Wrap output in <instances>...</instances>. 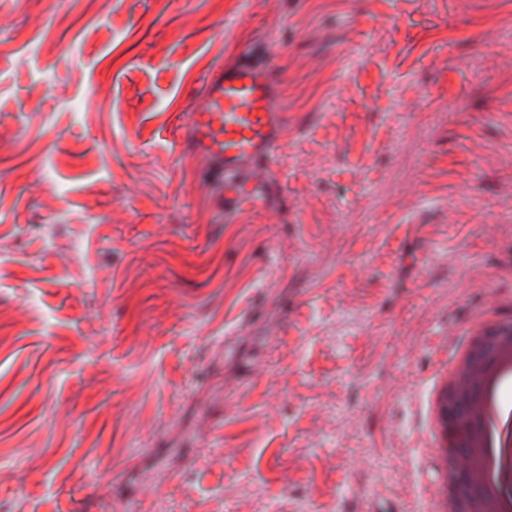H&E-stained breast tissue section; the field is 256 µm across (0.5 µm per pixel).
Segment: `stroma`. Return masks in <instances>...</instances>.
<instances>
[{
  "instance_id": "stroma-1",
  "label": "stroma",
  "mask_w": 512,
  "mask_h": 512,
  "mask_svg": "<svg viewBox=\"0 0 512 512\" xmlns=\"http://www.w3.org/2000/svg\"><path fill=\"white\" fill-rule=\"evenodd\" d=\"M264 43L228 219L180 122ZM509 245L512 0H0V512H426Z\"/></svg>"
}]
</instances>
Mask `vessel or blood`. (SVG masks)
Returning <instances> with one entry per match:
<instances>
[{"instance_id": "vessel-or-blood-1", "label": "vessel or blood", "mask_w": 512, "mask_h": 512, "mask_svg": "<svg viewBox=\"0 0 512 512\" xmlns=\"http://www.w3.org/2000/svg\"><path fill=\"white\" fill-rule=\"evenodd\" d=\"M255 56L253 48H245L237 64L212 72L202 105L183 121L187 150L207 162L198 177L219 188L229 218L243 204H261L259 177L269 172L284 131L271 67Z\"/></svg>"}]
</instances>
